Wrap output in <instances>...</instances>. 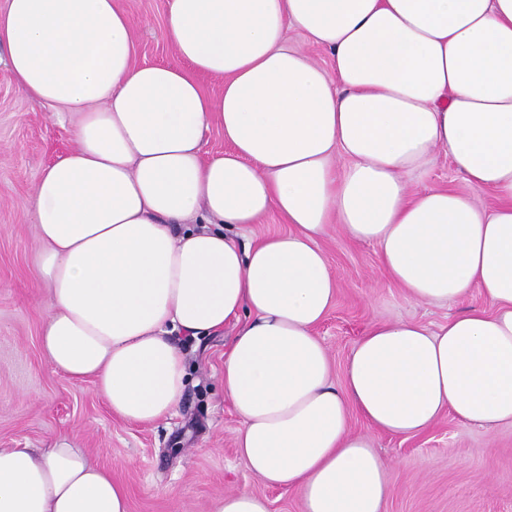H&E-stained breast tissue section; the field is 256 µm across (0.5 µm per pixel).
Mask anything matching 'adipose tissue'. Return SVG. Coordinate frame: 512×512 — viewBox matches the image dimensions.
I'll return each mask as SVG.
<instances>
[{"label":"adipose tissue","mask_w":512,"mask_h":512,"mask_svg":"<svg viewBox=\"0 0 512 512\" xmlns=\"http://www.w3.org/2000/svg\"><path fill=\"white\" fill-rule=\"evenodd\" d=\"M289 25L332 70L283 44ZM163 36L179 65L136 62L119 0H0L18 85L73 125L27 203L41 349L146 425L186 391L175 335L238 320L224 395L246 467L303 512H385L388 468L351 413L398 437L447 411L512 426V0H170ZM213 126L230 149L206 160ZM439 150L497 205L422 186ZM272 212L287 231L240 246L232 229ZM336 224L413 300L475 288L483 307L435 331L374 321L334 383L316 329L338 291L319 245ZM0 512L129 509L63 433L0 448Z\"/></svg>","instance_id":"adipose-tissue-1"}]
</instances>
